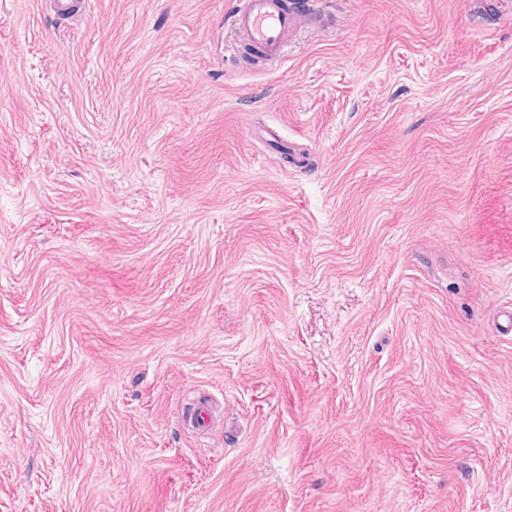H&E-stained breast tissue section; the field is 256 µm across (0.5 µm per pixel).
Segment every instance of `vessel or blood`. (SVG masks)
<instances>
[{"label":"vessel or blood","mask_w":512,"mask_h":512,"mask_svg":"<svg viewBox=\"0 0 512 512\" xmlns=\"http://www.w3.org/2000/svg\"><path fill=\"white\" fill-rule=\"evenodd\" d=\"M57 21L81 18L88 0H50ZM310 15L289 7L288 0H237L232 26L239 40L260 50L264 63L282 59L296 32L310 22Z\"/></svg>","instance_id":"vessel-or-blood-1"}]
</instances>
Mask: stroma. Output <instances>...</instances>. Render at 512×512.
I'll return each mask as SVG.
<instances>
[{
  "label": "stroma",
  "mask_w": 512,
  "mask_h": 512,
  "mask_svg": "<svg viewBox=\"0 0 512 512\" xmlns=\"http://www.w3.org/2000/svg\"><path fill=\"white\" fill-rule=\"evenodd\" d=\"M302 3L0 0V512H512V0ZM50 8L54 19L69 22L87 13L88 0H50ZM232 26L239 40L256 47L264 64L275 63L284 57L296 32L313 20L289 7L288 0H238Z\"/></svg>",
  "instance_id": "stroma-1"
}]
</instances>
